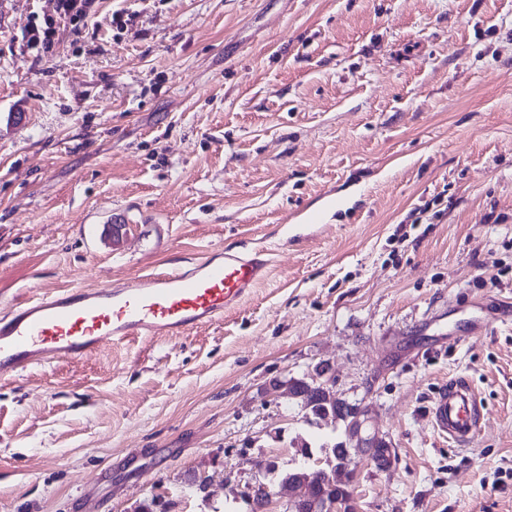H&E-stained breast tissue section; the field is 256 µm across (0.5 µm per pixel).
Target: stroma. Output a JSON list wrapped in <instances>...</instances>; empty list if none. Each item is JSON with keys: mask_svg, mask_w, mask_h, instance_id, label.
<instances>
[{"mask_svg": "<svg viewBox=\"0 0 512 512\" xmlns=\"http://www.w3.org/2000/svg\"><path fill=\"white\" fill-rule=\"evenodd\" d=\"M215 250L271 262L222 320L0 376V512H246L344 441L268 392L322 362L393 442L355 512H512V0H0V314ZM438 427L458 445L465 446L475 434L482 419L476 395L461 381L443 387L434 408Z\"/></svg>", "mask_w": 512, "mask_h": 512, "instance_id": "obj_1", "label": "stroma"}]
</instances>
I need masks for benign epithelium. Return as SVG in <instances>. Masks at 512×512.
I'll list each match as a JSON object with an SVG mask.
<instances>
[{
	"label": "benign epithelium",
	"mask_w": 512,
	"mask_h": 512,
	"mask_svg": "<svg viewBox=\"0 0 512 512\" xmlns=\"http://www.w3.org/2000/svg\"><path fill=\"white\" fill-rule=\"evenodd\" d=\"M329 374L328 364H319L314 373L302 379L292 378L286 382L276 381L271 385V391L283 394L301 401V407L308 409L310 402L317 400L324 406L322 417L327 419L334 416H342L351 420L348 428L347 452L344 455L326 457V467H317L314 473L323 476L327 485H336L342 489H350V481L342 480L341 475H353L350 466L356 460L364 457H372L377 448H391V438L388 434L371 425L368 410L358 404H352L338 396L334 391V383L327 378ZM312 476L306 473L294 475L291 483H283L287 488L288 498L286 509L289 512H338L339 503L335 499H320L311 487ZM274 491L263 482H257L250 486L244 493V497L250 503H268L273 497Z\"/></svg>",
	"instance_id": "obj_1"
}]
</instances>
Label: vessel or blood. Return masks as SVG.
Returning a JSON list of instances; mask_svg holds the SVG:
<instances>
[{
  "instance_id": "vessel-or-blood-1",
  "label": "vessel or blood",
  "mask_w": 512,
  "mask_h": 512,
  "mask_svg": "<svg viewBox=\"0 0 512 512\" xmlns=\"http://www.w3.org/2000/svg\"><path fill=\"white\" fill-rule=\"evenodd\" d=\"M269 274L264 252L213 251L176 273L46 292L0 317V373L20 374L132 339L185 335L222 320ZM434 416L463 446L477 431L482 411L470 387L454 381L443 387Z\"/></svg>"
}]
</instances>
